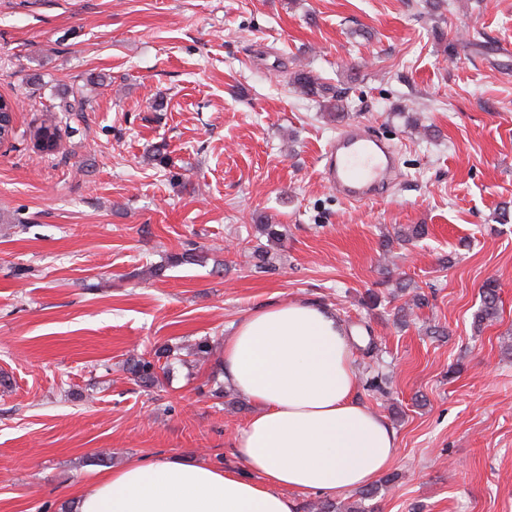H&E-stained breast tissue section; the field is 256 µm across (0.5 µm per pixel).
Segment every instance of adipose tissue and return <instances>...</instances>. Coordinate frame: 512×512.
Here are the masks:
<instances>
[{
	"label": "adipose tissue",
	"instance_id": "ef3b65f1",
	"mask_svg": "<svg viewBox=\"0 0 512 512\" xmlns=\"http://www.w3.org/2000/svg\"><path fill=\"white\" fill-rule=\"evenodd\" d=\"M224 382L255 407L240 468L146 457L90 478L75 512H297L296 494L364 488L394 463L390 423L359 398L352 338L329 308L278 303L224 343Z\"/></svg>",
	"mask_w": 512,
	"mask_h": 512
}]
</instances>
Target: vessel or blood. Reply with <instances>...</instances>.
Wrapping results in <instances>:
<instances>
[{"instance_id": "b4317fda", "label": "vessel or blood", "mask_w": 512, "mask_h": 512, "mask_svg": "<svg viewBox=\"0 0 512 512\" xmlns=\"http://www.w3.org/2000/svg\"><path fill=\"white\" fill-rule=\"evenodd\" d=\"M327 180L348 201L370 198L392 172L388 150L357 129L340 135L327 155Z\"/></svg>"}]
</instances>
